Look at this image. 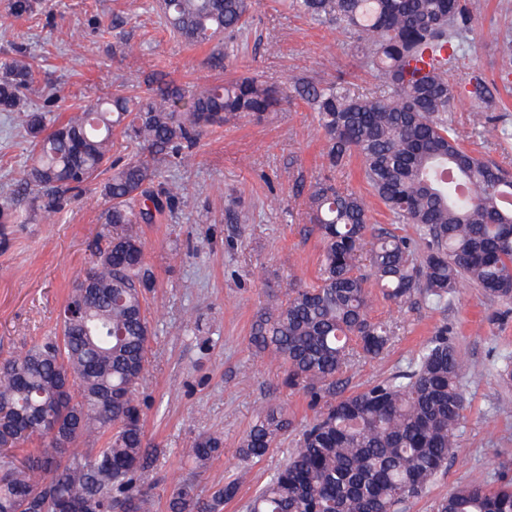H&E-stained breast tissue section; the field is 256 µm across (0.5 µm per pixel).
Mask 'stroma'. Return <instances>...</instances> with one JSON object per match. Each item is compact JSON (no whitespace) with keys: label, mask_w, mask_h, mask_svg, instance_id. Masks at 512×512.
<instances>
[{"label":"stroma","mask_w":512,"mask_h":512,"mask_svg":"<svg viewBox=\"0 0 512 512\" xmlns=\"http://www.w3.org/2000/svg\"><path fill=\"white\" fill-rule=\"evenodd\" d=\"M8 2L0 0V58L22 53L38 63L24 102L57 123L116 89L143 95L155 78L185 87L243 75L274 85L325 84L341 75L357 94L380 87L342 33L290 10L288 0H255L239 54L218 65L213 45L188 46L165 28L155 0H34L33 14L18 19L8 16ZM473 28L470 55L449 81L457 86L467 74L481 73L496 83L500 110L479 135L471 132L468 103L454 118L465 145L512 168V142H500L496 133L503 125L512 129V81L499 79L494 40L512 30V0H482ZM322 152L316 114L298 101L261 124L243 118L210 129L189 165L173 161L163 168L185 194L172 215L139 227L155 278L148 295V377L137 391L146 440L158 450L149 476L153 512H168L183 483H193L205 498L228 479L238 481L239 492L224 512H240L314 416L309 395L282 386V363L256 356L249 333L269 298L287 300L290 285L315 279L322 242L307 219V196L311 182L328 173ZM31 153L16 113L0 111V204L10 199ZM101 186L94 181L53 220L39 216L41 202L32 198L33 219L0 224V360L57 331L73 284L106 243ZM371 314L396 322V336L381 357L354 359L340 376L342 394L406 369L443 328L467 362L485 369L482 380L463 383L458 455L407 512H431L435 499L463 483L512 480V384L497 375L504 357L512 356V301L470 286L444 309L423 303L398 309L376 290ZM269 400L287 408L293 425L262 460L243 464L240 439ZM201 434L219 435L224 445L199 468L186 451Z\"/></svg>","instance_id":"obj_1"}]
</instances>
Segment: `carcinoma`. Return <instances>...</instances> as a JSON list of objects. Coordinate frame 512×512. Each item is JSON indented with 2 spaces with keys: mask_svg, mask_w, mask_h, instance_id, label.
I'll return each mask as SVG.
<instances>
[{
  "mask_svg": "<svg viewBox=\"0 0 512 512\" xmlns=\"http://www.w3.org/2000/svg\"><path fill=\"white\" fill-rule=\"evenodd\" d=\"M254 0H157L167 27L189 46L207 45L245 28ZM297 12L344 31L360 64L381 80L373 95H356L338 81L286 87L241 76L190 93L132 97L122 90L48 127L45 113L23 108L36 66L25 56L0 60V111L20 112L33 145L0 224H25L29 191L42 209L60 211L107 169L117 141L136 154L112 164L103 184L105 223L121 228L89 269L99 294L72 289L64 307L82 306L23 354L0 362V512H55L79 498L88 512H151L139 488L148 468L143 413L134 391L145 382L151 323L145 266L136 224H153L183 186L163 179L160 162L185 161L200 136L242 117L257 122L285 103L316 112L329 169L358 157L367 197L344 191L330 177L308 194L309 223L323 240L316 281L295 288L284 303L259 311L251 325L256 354L285 366L283 385L306 387L322 400L297 447L241 508L244 512H403L423 497L459 451L464 420L462 379L484 376L466 367L440 330L407 369L349 395H336L337 375L356 354L377 357L395 336L394 323L370 316V285L401 307L419 300L443 308L467 286L490 298L512 299V173L465 150L454 124L449 74L465 57L479 0H291ZM512 74V32L496 35ZM470 125L485 128L495 86L480 74L462 86ZM394 224H413L416 237L369 225L372 200ZM374 242L361 272L367 235ZM48 414L59 437L40 427ZM291 426L288 413L267 403L240 440V457L261 460ZM222 447L200 435L187 449L206 464ZM238 492L231 480L203 501L191 483L172 494L169 512H223ZM433 512H512V482L465 484L434 501Z\"/></svg>",
  "mask_w": 512,
  "mask_h": 512,
  "instance_id": "cac0c4a2",
  "label": "carcinoma"
}]
</instances>
